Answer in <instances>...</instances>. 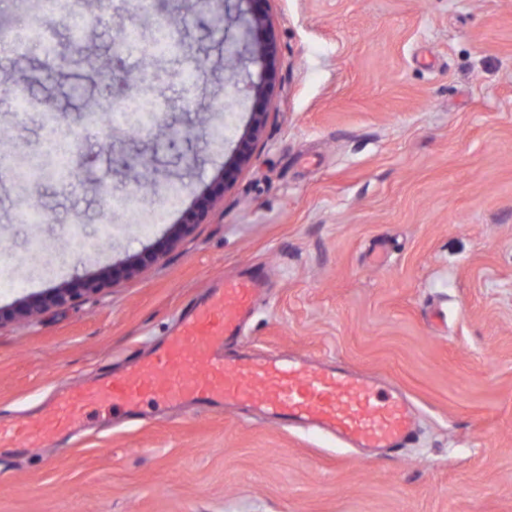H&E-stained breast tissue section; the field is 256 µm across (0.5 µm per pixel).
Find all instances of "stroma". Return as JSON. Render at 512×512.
Wrapping results in <instances>:
<instances>
[{
	"mask_svg": "<svg viewBox=\"0 0 512 512\" xmlns=\"http://www.w3.org/2000/svg\"><path fill=\"white\" fill-rule=\"evenodd\" d=\"M248 0L222 33L200 0L176 50L142 77L124 53L112 97L165 88L154 130L98 111L89 61L112 51L119 0L86 28L63 77L0 64L78 135L72 178L21 180L0 153V308L124 265L209 210L155 262L92 297L0 322V422L37 421L55 393L159 345L208 281L267 282L239 350L341 362L417 405L418 437L365 458L239 410L92 409L40 448L0 447V512H512V0H269L273 59L241 50ZM249 84L264 96L246 93ZM266 112L247 165L235 149ZM191 151L167 149L160 128ZM41 112L0 93V143L44 155ZM152 157L137 194L133 162Z\"/></svg>",
	"mask_w": 512,
	"mask_h": 512,
	"instance_id": "1",
	"label": "stroma"
}]
</instances>
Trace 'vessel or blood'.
Returning a JSON list of instances; mask_svg holds the SVG:
<instances>
[{"label":"vessel or blood","mask_w":512,"mask_h":512,"mask_svg":"<svg viewBox=\"0 0 512 512\" xmlns=\"http://www.w3.org/2000/svg\"><path fill=\"white\" fill-rule=\"evenodd\" d=\"M260 288L255 280H227L212 287L204 300L178 315L175 331L150 358L63 396L36 427L0 425V444H48L93 407L132 415L146 401H188L200 409L220 404L251 408L352 448L388 453L411 445L417 411L396 389L339 365L229 353Z\"/></svg>","instance_id":"obj_1"}]
</instances>
